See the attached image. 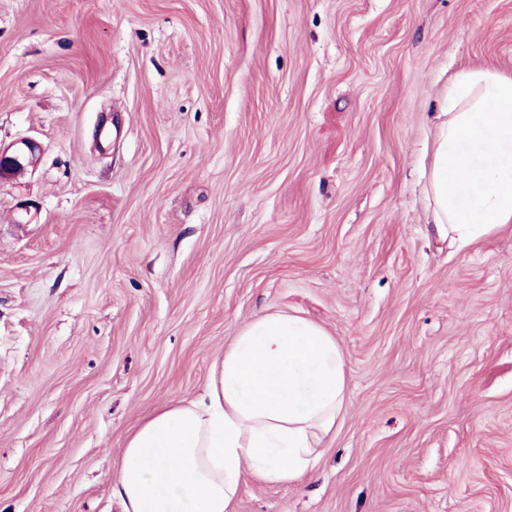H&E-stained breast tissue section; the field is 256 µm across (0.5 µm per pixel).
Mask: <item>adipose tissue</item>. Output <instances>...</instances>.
I'll use <instances>...</instances> for the list:
<instances>
[{
  "label": "adipose tissue",
  "mask_w": 512,
  "mask_h": 512,
  "mask_svg": "<svg viewBox=\"0 0 512 512\" xmlns=\"http://www.w3.org/2000/svg\"><path fill=\"white\" fill-rule=\"evenodd\" d=\"M425 198L438 238L512 225V78L459 73L435 115ZM346 359L319 325L264 313L209 368L203 394L158 408L127 438L112 487L122 512H235L242 477L313 471L346 397Z\"/></svg>",
  "instance_id": "1"
}]
</instances>
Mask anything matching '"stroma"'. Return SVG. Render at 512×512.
Masks as SVG:
<instances>
[{
  "mask_svg": "<svg viewBox=\"0 0 512 512\" xmlns=\"http://www.w3.org/2000/svg\"><path fill=\"white\" fill-rule=\"evenodd\" d=\"M512 0H0V512H120L126 437L269 309L347 394L235 512H512V226L464 247L420 163ZM38 143L31 138H22L2 147L0 144V180L23 174L37 162Z\"/></svg>",
  "mask_w": 512,
  "mask_h": 512,
  "instance_id": "1",
  "label": "stroma"
}]
</instances>
